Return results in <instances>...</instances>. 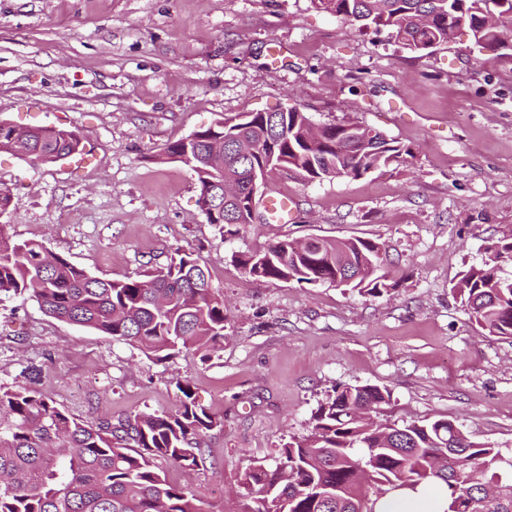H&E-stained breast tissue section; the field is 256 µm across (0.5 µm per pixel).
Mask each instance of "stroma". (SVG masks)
Here are the masks:
<instances>
[{
    "instance_id": "obj_1",
    "label": "stroma",
    "mask_w": 512,
    "mask_h": 512,
    "mask_svg": "<svg viewBox=\"0 0 512 512\" xmlns=\"http://www.w3.org/2000/svg\"><path fill=\"white\" fill-rule=\"evenodd\" d=\"M297 106L357 121L410 152L360 178L277 176L260 197L290 224L229 236L208 224L195 173L167 144L248 112ZM0 120L79 131L80 153L36 164L0 153V226L100 278L135 280L182 251L224 298V346L160 360L0 299V385L33 383L75 417L172 414L188 381L218 421L191 485L208 512H248L254 461L307 436L334 385L387 389L388 420H456L512 454V342L489 336L455 291L488 245L512 238V51L469 33L421 57L312 0H0ZM361 237L382 248L373 297L249 276L232 259L284 237ZM264 207L278 224H288L293 220L292 207L286 197L270 196L264 199Z\"/></svg>"
}]
</instances>
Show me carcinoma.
<instances>
[{
    "label": "carcinoma",
    "instance_id": "obj_1",
    "mask_svg": "<svg viewBox=\"0 0 512 512\" xmlns=\"http://www.w3.org/2000/svg\"><path fill=\"white\" fill-rule=\"evenodd\" d=\"M317 9L360 30L386 32L402 48L429 53L466 29L482 47L512 37V13L500 0H313ZM82 137L60 128L0 132V153L41 163L82 151ZM409 151L374 128L341 122L320 127L298 108L251 112L224 127L168 144L161 157L189 156L197 166L198 204L228 235L255 223V172L280 174L272 159L309 184L358 178L405 161ZM455 290L479 327L512 339V240L487 248ZM378 243L359 237L284 238L235 262L258 279L330 282L379 296ZM28 295L50 316L136 346L160 360L184 350L201 360L223 348L224 299L192 253H177L138 280L101 279L0 227V296ZM172 415L138 412L117 422L70 415L32 388L0 386V512H206L188 486L156 470L160 458L186 471L202 462L201 441L217 426L190 385ZM390 393L375 385H338L313 416L311 433L284 444L275 464L245 473L251 512H382L386 485L419 480L447 490V512H512V456L468 437L454 420L402 427L380 417Z\"/></svg>",
    "mask_w": 512,
    "mask_h": 512
}]
</instances>
